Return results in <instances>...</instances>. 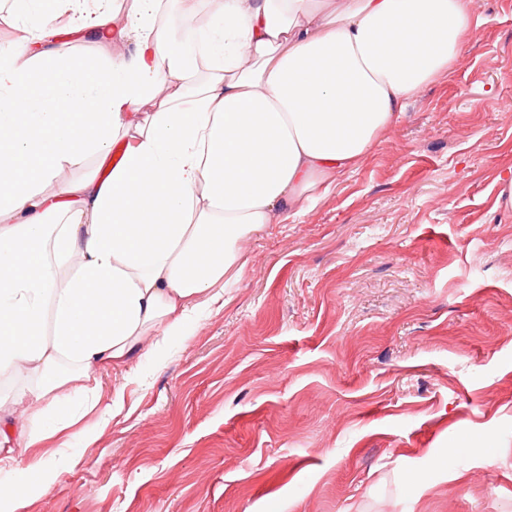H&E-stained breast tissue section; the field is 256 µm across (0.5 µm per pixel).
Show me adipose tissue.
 I'll list each match as a JSON object with an SVG mask.
<instances>
[{"mask_svg": "<svg viewBox=\"0 0 512 512\" xmlns=\"http://www.w3.org/2000/svg\"><path fill=\"white\" fill-rule=\"evenodd\" d=\"M176 2L177 33L154 23L159 0L121 17L111 0H68L72 33L97 46L79 60L55 52V11L0 48V375L27 379L0 416V512L30 495L11 476L19 447L60 434L31 466L35 488L52 483L75 405L104 421L123 409L100 404L97 370L139 377L146 339L167 348L222 303L242 241L355 170L477 25L472 0H349L337 15L329 0ZM63 168L82 176L44 191Z\"/></svg>", "mask_w": 512, "mask_h": 512, "instance_id": "adipose-tissue-1", "label": "adipose tissue"}]
</instances>
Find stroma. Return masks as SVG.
<instances>
[{"mask_svg":"<svg viewBox=\"0 0 512 512\" xmlns=\"http://www.w3.org/2000/svg\"><path fill=\"white\" fill-rule=\"evenodd\" d=\"M25 512H512V0Z\"/></svg>","mask_w":512,"mask_h":512,"instance_id":"obj_1","label":"stroma"}]
</instances>
